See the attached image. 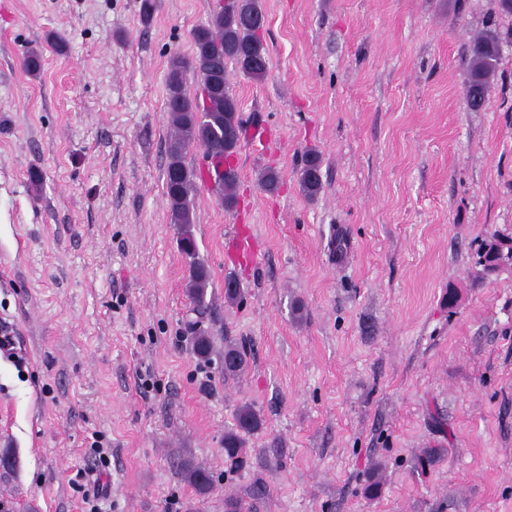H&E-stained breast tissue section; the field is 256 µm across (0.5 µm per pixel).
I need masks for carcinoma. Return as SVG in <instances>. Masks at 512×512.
Wrapping results in <instances>:
<instances>
[{"label":"carcinoma","mask_w":512,"mask_h":512,"mask_svg":"<svg viewBox=\"0 0 512 512\" xmlns=\"http://www.w3.org/2000/svg\"><path fill=\"white\" fill-rule=\"evenodd\" d=\"M266 22L260 0H224L208 22L191 32L194 53L191 59L172 58L166 75L168 89L167 112L172 134L166 144L164 171L167 207L170 221L175 224L181 252L189 259L187 290L193 302L192 311L201 314L208 308L207 289L211 278L209 267L198 256L195 238L194 199L195 171L186 163L192 146L203 149L222 191L224 208L236 204L237 170L224 166L238 147L243 133L239 106L230 92L226 67L232 63L239 71L261 80L269 68L268 52L260 36ZM502 39L498 33L487 31L473 38L466 50L468 78L464 97L472 109H479L491 87L500 58ZM193 73L199 91H191L188 73ZM321 156L314 150L303 157L300 187L310 197L322 188ZM477 264L485 276L500 268L512 266V237L492 234L481 240ZM247 362L244 348L235 343L224 346V374H240ZM261 425L256 410L244 404L236 412V429L224 434V453L232 461L243 462L241 449L244 435ZM182 476L197 493H208L212 484L210 472L191 461L182 464Z\"/></svg>","instance_id":"carcinoma-1"}]
</instances>
